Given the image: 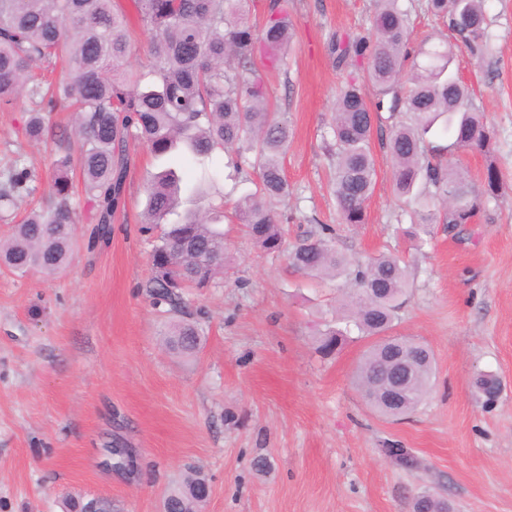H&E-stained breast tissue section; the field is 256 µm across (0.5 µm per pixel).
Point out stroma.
Segmentation results:
<instances>
[{"label":"stroma","instance_id":"obj_1","mask_svg":"<svg viewBox=\"0 0 512 512\" xmlns=\"http://www.w3.org/2000/svg\"><path fill=\"white\" fill-rule=\"evenodd\" d=\"M294 25L290 54L269 88L293 131L284 158L290 195L288 242L309 217L338 225V251L364 260L404 259L412 285L394 335L433 353V387L416 411L392 421L375 414L356 384L368 343L349 341L325 358L316 349L336 311L339 281L292 272L286 254L256 248L224 224L220 284L187 288L182 317L198 322L193 357L169 353L173 314L147 294L152 240L139 230L144 178L163 167L132 146L127 214L109 242L88 247L75 227V258L53 276L0 265V512H64L66 496L111 501L112 512H161L165 494L190 469L208 479L202 512H412L433 491L453 512H512V0H484L487 46L455 48L472 109L493 131L490 152L461 153L473 183L487 165L501 189L464 234L434 224L426 243L407 237L411 208L391 180L388 110L378 113L371 149L376 181L365 223L338 224L330 182L336 98L349 75L328 51L333 36L368 32L375 0H285ZM411 49L448 36L423 0H399ZM24 112L0 110V173L16 154L50 182L52 153L72 135L74 115H51L45 141L22 134ZM500 381L486 400L480 374ZM414 455L403 469L391 444ZM130 449L133 471L106 466L112 447Z\"/></svg>","mask_w":512,"mask_h":512}]
</instances>
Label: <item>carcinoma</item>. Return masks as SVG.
I'll return each mask as SVG.
<instances>
[{
  "instance_id": "obj_1",
  "label": "carcinoma",
  "mask_w": 512,
  "mask_h": 512,
  "mask_svg": "<svg viewBox=\"0 0 512 512\" xmlns=\"http://www.w3.org/2000/svg\"><path fill=\"white\" fill-rule=\"evenodd\" d=\"M138 22L147 33L148 64L127 67L132 29L114 0H0V109L27 103L25 135L34 141L49 130V114L66 102L75 114V152L53 156L49 194L0 239V265L24 274L37 270L51 275L74 258V226L81 221L80 204L69 173L78 163L83 190L91 205V223L102 238L125 211L130 146L144 145L156 159L179 152L197 161L215 153L225 166L244 178L255 176L256 190L242 195L237 223L249 239L268 253L285 243L288 217L277 205L289 195L283 156L291 138L288 118L272 109L270 90L255 69L257 53L279 65L292 40V23L282 0H266L262 23L252 22L253 0H133ZM426 11L444 20L455 43L483 51L486 18L481 0H426ZM330 51L339 66L366 60L368 78L379 88L376 109L391 96L389 110L411 115L392 126L387 147L394 188L408 198L420 224L438 221L455 228L471 223L485 201L500 190L494 165L487 166L481 189L460 169L436 160L441 152L458 149L486 152L490 127L472 111L469 88L453 69L454 53L446 42L419 48L421 57L406 66L407 13L398 0H377L371 36L334 39ZM66 76L46 77L58 63ZM375 117L363 87L350 80L340 90L329 143L333 186L342 224H363L365 203L376 177L370 140ZM441 132L448 145L430 136ZM35 174L22 155L0 180V203L16 204L30 195ZM200 187L183 183L172 168L146 180L147 202L141 231L160 230L150 254L152 277L148 292L154 305L182 312V290L207 288L224 275V231L213 214L178 212L183 193ZM176 219H171V216ZM317 229L288 249L293 270L317 279L348 278L346 327L330 326L321 333L325 356L341 350L354 326L365 337L391 330L396 312L409 291L404 261L383 253L356 263L336 249L335 230L315 217ZM413 353V381L400 410L385 401L382 377L390 346L375 342L358 366L356 379L369 405L386 418L415 410L426 397L433 374V354L425 344L405 339ZM169 350L185 356L200 348L197 324L170 325ZM205 479L195 477L168 494L171 512H197L205 500ZM419 512H449L448 503L430 493L417 497Z\"/></svg>"
}]
</instances>
